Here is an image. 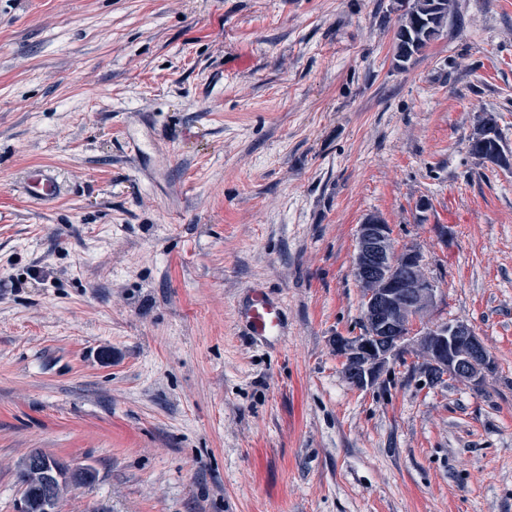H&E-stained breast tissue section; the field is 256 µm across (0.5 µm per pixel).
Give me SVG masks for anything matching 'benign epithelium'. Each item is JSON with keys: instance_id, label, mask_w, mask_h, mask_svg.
Here are the masks:
<instances>
[{"instance_id": "7a95c632", "label": "benign epithelium", "mask_w": 512, "mask_h": 512, "mask_svg": "<svg viewBox=\"0 0 512 512\" xmlns=\"http://www.w3.org/2000/svg\"><path fill=\"white\" fill-rule=\"evenodd\" d=\"M352 273L361 291L362 329L333 340L346 380L357 389L408 355L433 382L454 378L480 386L493 362L471 325L430 319L438 288L414 245L396 246L378 214L357 227Z\"/></svg>"}]
</instances>
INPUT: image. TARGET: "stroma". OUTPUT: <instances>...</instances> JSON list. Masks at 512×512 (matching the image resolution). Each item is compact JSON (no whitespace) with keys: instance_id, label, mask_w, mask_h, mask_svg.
<instances>
[{"instance_id":"1","label":"stroma","mask_w":512,"mask_h":512,"mask_svg":"<svg viewBox=\"0 0 512 512\" xmlns=\"http://www.w3.org/2000/svg\"><path fill=\"white\" fill-rule=\"evenodd\" d=\"M404 8L0 0V512L35 448L97 472L59 512H512V172L469 147L489 115L512 149V0H453L402 68ZM371 213L482 386L345 379ZM256 287L271 346L234 318ZM22 192L30 203L40 205L55 199L60 190L53 176L38 170L25 181ZM236 313L255 339L272 343L283 334L282 306L263 290H253L250 297L237 307Z\"/></svg>"}]
</instances>
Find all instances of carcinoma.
Returning <instances> with one entry per match:
<instances>
[{"label":"carcinoma","instance_id":"carcinoma-1","mask_svg":"<svg viewBox=\"0 0 512 512\" xmlns=\"http://www.w3.org/2000/svg\"><path fill=\"white\" fill-rule=\"evenodd\" d=\"M450 0H413L406 11L404 20L396 33L395 60L403 67L415 55L419 54L432 40L437 38L448 19ZM62 481L77 487L93 483L97 477L95 471L74 475L62 468ZM22 492L30 493L34 499L41 497L42 481L30 475L26 467H20Z\"/></svg>","mask_w":512,"mask_h":512}]
</instances>
